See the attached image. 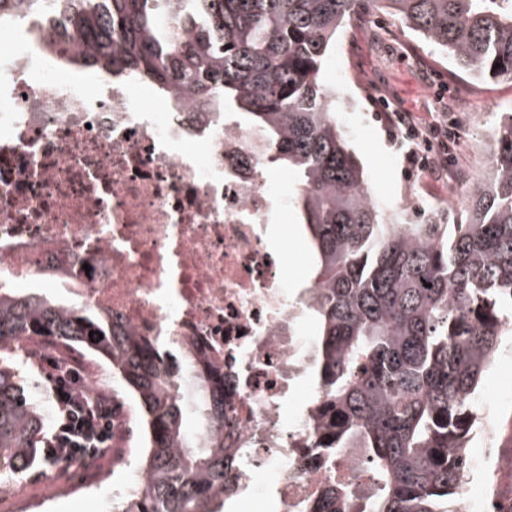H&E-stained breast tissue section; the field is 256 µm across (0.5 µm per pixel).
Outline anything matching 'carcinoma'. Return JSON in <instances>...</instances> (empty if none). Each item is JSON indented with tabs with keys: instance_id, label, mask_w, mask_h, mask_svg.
<instances>
[{
	"instance_id": "1",
	"label": "carcinoma",
	"mask_w": 512,
	"mask_h": 512,
	"mask_svg": "<svg viewBox=\"0 0 512 512\" xmlns=\"http://www.w3.org/2000/svg\"><path fill=\"white\" fill-rule=\"evenodd\" d=\"M62 11L45 43L75 66L133 78L239 118L268 167L297 176L293 205L317 263L308 309L325 448L360 449L377 478L361 512H461L458 489L481 379L512 339V113L491 171L455 223L381 211L334 117L323 58L359 0H20ZM442 48L455 68L512 79V0H370ZM84 53L71 51L67 36ZM42 338L112 365L138 402L143 489L113 512H225L224 374L194 365L191 394L153 345L112 335L86 306L41 293L0 295V478L36 462L43 424L9 357ZM327 488L308 512H348Z\"/></svg>"
}]
</instances>
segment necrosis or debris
<instances>
[{
  "mask_svg": "<svg viewBox=\"0 0 512 512\" xmlns=\"http://www.w3.org/2000/svg\"><path fill=\"white\" fill-rule=\"evenodd\" d=\"M35 27L53 32L23 17L0 33L16 44L0 51V293L50 279L69 304L158 344L176 383L189 386L197 361L223 371L234 512L270 499L278 512H304L336 482L370 496L377 480L360 453L318 445L307 307L268 244L288 202L271 194L252 133L175 90L147 96L123 79L86 92L74 76L43 75L54 58L31 39ZM482 435L463 510L512 512V498L485 482L504 464L493 424ZM96 471L87 460L40 500L17 497L14 512L147 482L139 472L112 485Z\"/></svg>",
  "mask_w": 512,
  "mask_h": 512,
  "instance_id": "4bbe7bcc",
  "label": "necrosis or debris"
}]
</instances>
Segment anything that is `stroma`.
Wrapping results in <instances>:
<instances>
[{"mask_svg": "<svg viewBox=\"0 0 512 512\" xmlns=\"http://www.w3.org/2000/svg\"><path fill=\"white\" fill-rule=\"evenodd\" d=\"M359 82L360 100L370 93L384 94L389 109L411 112L415 122L428 127L452 112L461 121L454 147L452 172L423 174L413 180L403 176L402 151L388 138L375 112L362 108L336 107V123L364 167L377 204L385 210L400 200L425 206L448 193L449 181L470 185L485 175L480 164V144L486 130L496 129L501 113L512 111V79L480 80L456 71L448 55L422 40L403 22L379 11L359 8L353 24L336 39L326 56L324 82L335 97L348 95L344 73ZM272 243L282 249L291 278L305 285L311 276L313 258L301 224H274ZM32 341L15 351L23 384L45 422H52L55 407L49 391V361L56 352H33ZM480 397L494 409L498 445L502 455H512V363L493 364L483 377ZM72 463L41 462L26 473L0 481V512H12L14 495L38 498L48 485L68 480Z\"/></svg>", "mask_w": 512, "mask_h": 512, "instance_id": "35a3bbf8", "label": "stroma"}]
</instances>
